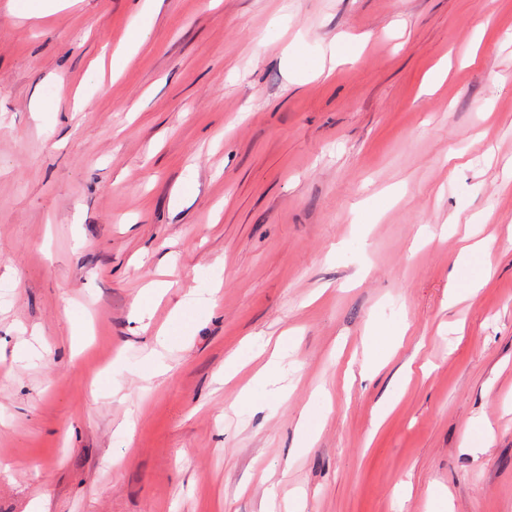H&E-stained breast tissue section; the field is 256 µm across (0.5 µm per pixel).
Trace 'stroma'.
I'll return each instance as SVG.
<instances>
[{
  "label": "stroma",
  "mask_w": 512,
  "mask_h": 512,
  "mask_svg": "<svg viewBox=\"0 0 512 512\" xmlns=\"http://www.w3.org/2000/svg\"><path fill=\"white\" fill-rule=\"evenodd\" d=\"M26 3L0 0V512H512V0H162L100 71L144 0ZM467 237L493 273L452 306ZM276 340L284 399L253 380ZM156 11L157 7L155 5H148L140 14L135 17L124 38L121 40V49H135L137 46L141 45L147 40L152 29V21ZM299 430L302 447L311 448L319 431V416L312 408H307L303 412Z\"/></svg>",
  "instance_id": "obj_1"
}]
</instances>
